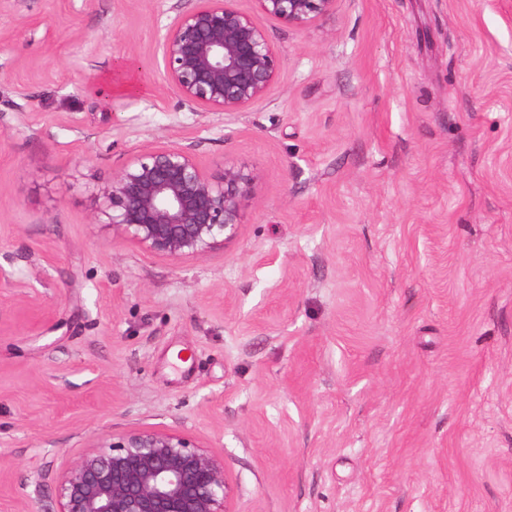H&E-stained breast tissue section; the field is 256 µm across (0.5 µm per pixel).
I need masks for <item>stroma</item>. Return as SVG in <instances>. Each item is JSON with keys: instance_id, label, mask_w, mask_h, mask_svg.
<instances>
[{"instance_id": "obj_1", "label": "stroma", "mask_w": 512, "mask_h": 512, "mask_svg": "<svg viewBox=\"0 0 512 512\" xmlns=\"http://www.w3.org/2000/svg\"><path fill=\"white\" fill-rule=\"evenodd\" d=\"M176 2L0 11V512L132 429L223 456L230 512H512V0L262 19L279 75L231 115L165 84ZM159 137L259 172L224 249L92 223ZM48 312L37 299H29L22 304L16 313V322L28 332L35 333L39 330Z\"/></svg>"}]
</instances>
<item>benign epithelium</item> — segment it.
<instances>
[{"instance_id":"obj_1","label":"benign epithelium","mask_w":512,"mask_h":512,"mask_svg":"<svg viewBox=\"0 0 512 512\" xmlns=\"http://www.w3.org/2000/svg\"><path fill=\"white\" fill-rule=\"evenodd\" d=\"M265 17L302 29L336 13L339 0H255ZM166 83L196 113L240 112L276 81L280 57L236 0H186L157 38ZM257 170L225 161L218 175L191 145L155 139L128 157L99 189L94 219L126 240L172 260L202 257L232 242ZM47 316L35 299L16 322L39 330ZM224 458L180 433L134 429L102 438L56 480L41 512H230Z\"/></svg>"}]
</instances>
